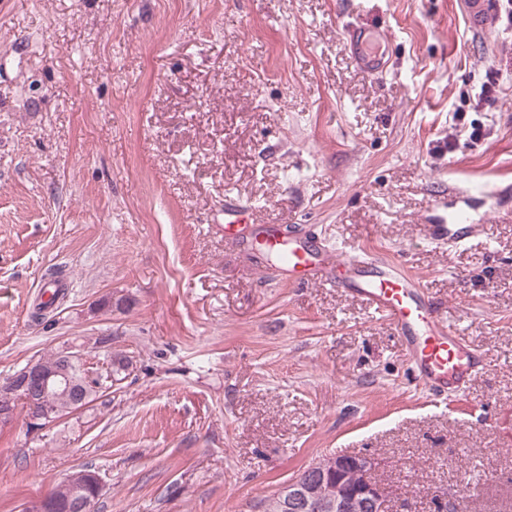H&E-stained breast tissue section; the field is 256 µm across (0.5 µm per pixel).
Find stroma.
<instances>
[{"mask_svg": "<svg viewBox=\"0 0 512 512\" xmlns=\"http://www.w3.org/2000/svg\"><path fill=\"white\" fill-rule=\"evenodd\" d=\"M498 0H0V378L131 364L42 435L0 425V512L75 469L97 512H263L330 454L408 512H512V30ZM387 66L363 72L344 30ZM499 72L492 104L476 91ZM480 139H470L472 129ZM260 221L400 259L487 360L450 403L359 296L224 244ZM483 225L459 248L429 219ZM56 272L64 295L33 311Z\"/></svg>", "mask_w": 512, "mask_h": 512, "instance_id": "stroma-1", "label": "stroma"}]
</instances>
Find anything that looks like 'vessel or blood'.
<instances>
[{"instance_id":"obj_1","label":"vessel or blood","mask_w":512,"mask_h":512,"mask_svg":"<svg viewBox=\"0 0 512 512\" xmlns=\"http://www.w3.org/2000/svg\"><path fill=\"white\" fill-rule=\"evenodd\" d=\"M363 38L361 28L348 29L346 47L366 71L379 72V63L363 54ZM254 210V205L238 199L225 200L226 244H246L266 256H284L283 266L294 285L318 283L355 289L402 338L405 356L426 389L448 398L459 396L484 368L483 355L456 335L441 316L437 303L424 292L420 279L409 274L399 260L373 257L358 248L336 252L310 236L283 235L271 224L259 236L247 238L243 225ZM482 231V225L470 223L467 212L461 210L454 223L432 225L431 236L438 243L458 248Z\"/></svg>"}]
</instances>
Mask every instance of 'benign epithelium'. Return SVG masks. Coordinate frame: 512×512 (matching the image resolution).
Wrapping results in <instances>:
<instances>
[{"label":"benign epithelium","instance_id":"benign-epithelium-1","mask_svg":"<svg viewBox=\"0 0 512 512\" xmlns=\"http://www.w3.org/2000/svg\"><path fill=\"white\" fill-rule=\"evenodd\" d=\"M81 355L59 350L56 361L46 365L36 359L15 375L0 380V423L13 417L14 404L30 406V432L38 433L59 420V402L74 413L89 405L77 371ZM377 462L368 455L325 456L280 486L273 498L281 499L282 512H391L385 488L372 477ZM98 495L65 479L23 512H50L59 500L73 512H95Z\"/></svg>","mask_w":512,"mask_h":512}]
</instances>
